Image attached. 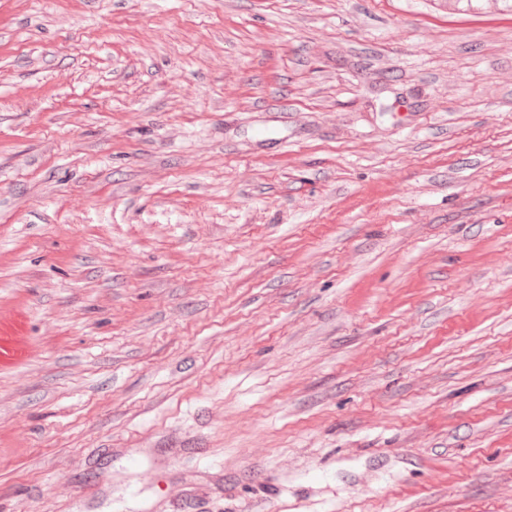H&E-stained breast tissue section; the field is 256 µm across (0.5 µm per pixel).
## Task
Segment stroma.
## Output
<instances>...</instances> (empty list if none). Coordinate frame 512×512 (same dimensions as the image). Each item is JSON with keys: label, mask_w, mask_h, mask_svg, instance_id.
<instances>
[{"label": "stroma", "mask_w": 512, "mask_h": 512, "mask_svg": "<svg viewBox=\"0 0 512 512\" xmlns=\"http://www.w3.org/2000/svg\"><path fill=\"white\" fill-rule=\"evenodd\" d=\"M0 512H512V18L0 0Z\"/></svg>", "instance_id": "1"}]
</instances>
